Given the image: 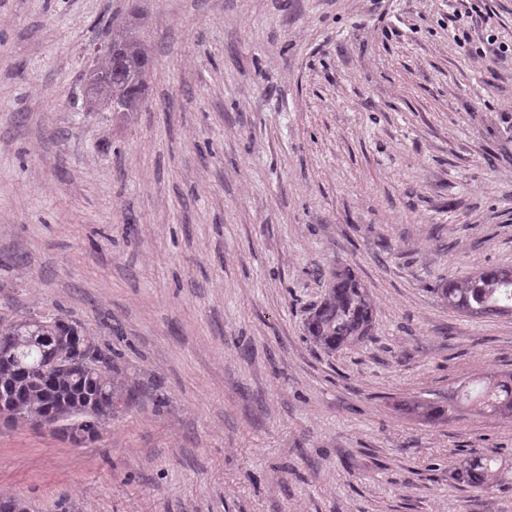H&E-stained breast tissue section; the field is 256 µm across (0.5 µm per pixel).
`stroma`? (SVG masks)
Wrapping results in <instances>:
<instances>
[{
	"instance_id": "obj_1",
	"label": "stroma",
	"mask_w": 512,
	"mask_h": 512,
	"mask_svg": "<svg viewBox=\"0 0 512 512\" xmlns=\"http://www.w3.org/2000/svg\"><path fill=\"white\" fill-rule=\"evenodd\" d=\"M456 0H0V327L111 346L132 397L98 439L0 421V498L34 512H512V418L458 404L512 373V317L433 288L512 268V58ZM153 66L90 110L113 27ZM364 344L304 333L325 272ZM410 400L451 404L430 424ZM507 473L457 483L472 453ZM470 11H466L464 14L462 13H454L452 15V19L450 20L451 24H452V28L456 31H458V34L455 33V39L459 41L460 44L463 45V47H465L466 44H469L470 43V36H469V33H468V27L467 24H470L468 19L470 18V22H473V13H475V18L477 17H483L482 14H483V11H482V8L481 6L476 3V4H471L470 8H469ZM460 33H461V36L460 37ZM373 319L368 288L353 268L339 266L330 273L323 299L308 315L305 331L316 346L336 352L368 340Z\"/></svg>"
}]
</instances>
